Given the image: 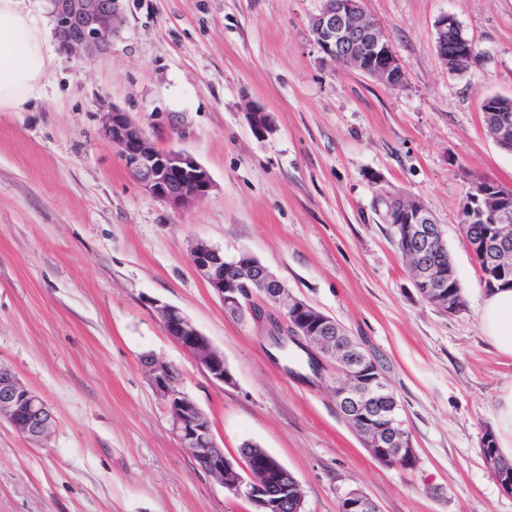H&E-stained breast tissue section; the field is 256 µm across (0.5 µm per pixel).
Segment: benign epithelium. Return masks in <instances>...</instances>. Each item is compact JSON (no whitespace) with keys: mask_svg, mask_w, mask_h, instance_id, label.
Here are the masks:
<instances>
[{"mask_svg":"<svg viewBox=\"0 0 512 512\" xmlns=\"http://www.w3.org/2000/svg\"><path fill=\"white\" fill-rule=\"evenodd\" d=\"M50 16L59 49L80 53L91 60L106 51L122 24L121 0H49ZM316 42L322 52L341 67L354 66L389 86L403 81V69L390 41L370 18L363 0H323L311 20ZM457 31L453 49L443 48L439 57L448 72L459 73L474 63L476 47L455 16L447 14L437 23V34ZM253 132L263 136L271 131L270 115L259 107L247 112ZM102 133L118 150L126 169L141 187L175 210L184 209L207 196L214 188L207 170L185 151L162 149L153 144L130 116L118 108L103 113ZM469 209L490 222V230L478 240L476 249L484 267L505 280L512 275V191L499 185L472 191ZM388 223L417 259L424 252L446 249L444 230L435 224L428 208L419 200L400 198L396 210H388ZM190 262L224 305V313L239 321L265 325L279 331L269 337L273 347L284 349L302 342L325 367L334 372L332 396L336 406L350 409L360 418L364 447L382 465L400 469L416 466L418 455L398 415L374 413L368 401L379 389L366 370L369 352L356 338L336 325L306 301L288 293L286 285L258 259L241 254L228 261L224 251L207 243L196 244ZM230 268L234 277L227 278ZM455 271L418 269V280L432 287L423 290L428 305L448 311L452 297L446 285ZM156 312L162 327L184 352L197 360L216 384L230 386L234 378L224 354L214 348L180 309L159 304ZM149 382L165 402L171 429L181 446L190 449L195 461L215 477L231 495L250 501L260 512H305L304 497L271 494L272 487L288 479L289 471L275 457L254 458L243 454L229 459L216 442L207 416L182 389L177 370L150 356L143 359ZM34 441L49 437L53 416L45 401L23 385L12 370L0 365V420ZM339 512H381L377 503L359 489L347 491L340 499Z\"/></svg>","mask_w":512,"mask_h":512,"instance_id":"obj_1","label":"benign epithelium"}]
</instances>
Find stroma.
Segmentation results:
<instances>
[{
    "mask_svg": "<svg viewBox=\"0 0 512 512\" xmlns=\"http://www.w3.org/2000/svg\"><path fill=\"white\" fill-rule=\"evenodd\" d=\"M33 0L50 67L26 109L0 112V364L54 416L33 443L0 423V512H256L172 435L141 359L171 364L226 455L258 444L296 477L306 512L359 488L382 512H512L480 451L512 357L484 338L487 290L462 242L475 177L512 189V152L482 105L512 98V0H364L404 71L392 87L340 67L310 21L322 0H124L111 48L60 51ZM455 15L478 60L449 73L437 22ZM128 112L164 149L189 152L213 190L176 211L145 191L100 131ZM272 129L257 136L246 113ZM425 203L465 305L426 304L383 220L381 196ZM199 241L249 254L332 316L379 361L419 459L374 460L336 410L330 379L286 370L260 326L225 315L196 274ZM178 307L223 352L209 381L165 334Z\"/></svg>",
    "mask_w": 512,
    "mask_h": 512,
    "instance_id": "obj_1",
    "label": "stroma"
}]
</instances>
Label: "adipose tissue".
<instances>
[{"label":"adipose tissue","mask_w":512,"mask_h":512,"mask_svg":"<svg viewBox=\"0 0 512 512\" xmlns=\"http://www.w3.org/2000/svg\"><path fill=\"white\" fill-rule=\"evenodd\" d=\"M45 33L25 0H0V112H19L47 75ZM484 336L512 357V289L491 291L480 308Z\"/></svg>","instance_id":"1"}]
</instances>
